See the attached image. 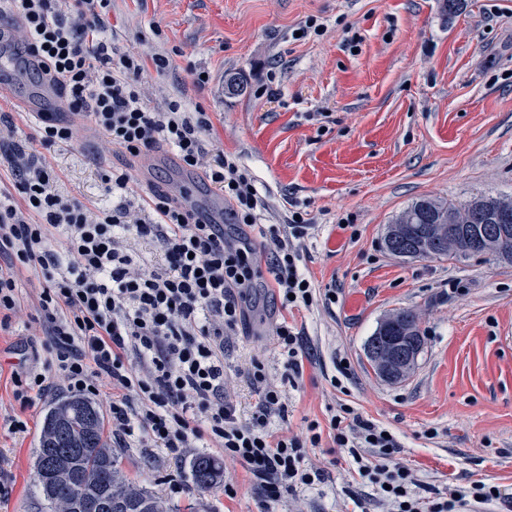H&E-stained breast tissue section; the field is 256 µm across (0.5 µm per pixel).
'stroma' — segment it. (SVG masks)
Listing matches in <instances>:
<instances>
[{
    "label": "stroma",
    "instance_id": "1",
    "mask_svg": "<svg viewBox=\"0 0 512 512\" xmlns=\"http://www.w3.org/2000/svg\"><path fill=\"white\" fill-rule=\"evenodd\" d=\"M311 19L320 32L297 37ZM108 21L121 50L146 60L141 86L152 105L182 90L210 112L215 146L252 174L265 223L307 216L304 269L317 288L336 291L335 304L286 311L314 352L288 383L267 335L270 307L256 297L224 342L239 416L259 399L245 377L257 359L283 384L289 432L327 424L344 401L398 436L401 461L425 485L485 480L512 492V265L488 255L405 260L383 245L388 225L419 199L512 196V0H464L446 18L439 0H112ZM157 53L171 59L161 74ZM196 71L209 76L204 88L192 84ZM231 77L237 90L226 86ZM75 127L74 140L47 155L59 190L111 204L98 161L124 160L90 119ZM403 308L420 314L424 344L394 384L375 373L365 343ZM29 324L23 312L0 333V512H35L33 448L57 398L30 409L13 398ZM341 360L350 376L337 389L330 378ZM9 414L27 419L28 431L10 434ZM117 454L128 478L178 512L191 500L202 512H262L252 476L220 449L209 454L223 461L221 481L201 491L190 473L197 449ZM306 462L323 479L287 495L283 512H381L331 441L308 449ZM229 483L236 497L225 496Z\"/></svg>",
    "mask_w": 512,
    "mask_h": 512
}]
</instances>
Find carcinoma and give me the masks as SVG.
I'll return each mask as SVG.
<instances>
[{
	"label": "carcinoma",
	"mask_w": 512,
	"mask_h": 512,
	"mask_svg": "<svg viewBox=\"0 0 512 512\" xmlns=\"http://www.w3.org/2000/svg\"><path fill=\"white\" fill-rule=\"evenodd\" d=\"M502 200L501 196L463 202L423 198L405 209L395 223L403 225L401 239L411 244L416 258L463 259L471 256L466 250L471 216L480 213L487 220L494 218ZM435 224L457 225L454 238L427 244V229ZM488 251L497 261L512 265V230L507 239L492 241ZM406 333L412 350L420 353V315L399 309L387 315L368 339L367 358L379 376L384 372L369 346ZM104 428L100 407L80 395H66L49 405L34 448L35 482L48 512H167L159 497L119 470ZM220 473L221 466L212 457L196 456L192 462L194 489L212 487Z\"/></svg>",
	"instance_id": "cac0c4a2"
}]
</instances>
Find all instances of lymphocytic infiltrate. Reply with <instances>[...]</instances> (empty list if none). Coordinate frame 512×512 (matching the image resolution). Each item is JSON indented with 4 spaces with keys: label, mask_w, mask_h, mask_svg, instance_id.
Segmentation results:
<instances>
[{
    "label": "lymphocytic infiltrate",
    "mask_w": 512,
    "mask_h": 512,
    "mask_svg": "<svg viewBox=\"0 0 512 512\" xmlns=\"http://www.w3.org/2000/svg\"><path fill=\"white\" fill-rule=\"evenodd\" d=\"M109 2L69 0L64 12L58 0H0V18L20 21L23 54L39 59L38 79L60 86L68 110L43 113L31 151L16 142L12 120L0 118V150L13 179L11 189H0V331L21 309V274L38 271L34 321L48 353L42 366L13 373L14 399L31 407L55 387L102 396L119 447L176 457L197 446L222 449L252 475L264 512H279L286 493L321 481L305 451L326 437L347 451L388 512H485L512 503V492L484 481L420 495L422 481L397 459L395 434L348 403H338L328 427L312 421L304 437L279 433L271 419H287V409L258 360L247 378L259 401L250 418H238L226 391L224 338L244 321L253 294L271 293L283 311L332 295L301 269L307 219L263 223L249 171L211 146L209 113L178 100L149 106L139 83L145 64L117 49L104 19ZM74 116L91 118L116 153L171 148L181 168L221 191L230 224L197 221L181 189L134 191L127 168L101 175L117 198L112 206L62 195L45 153L71 142ZM141 243L154 247L153 257L138 251ZM270 326L285 373L301 374L310 356L303 332L283 316H272Z\"/></svg>",
    "instance_id": "1"
}]
</instances>
